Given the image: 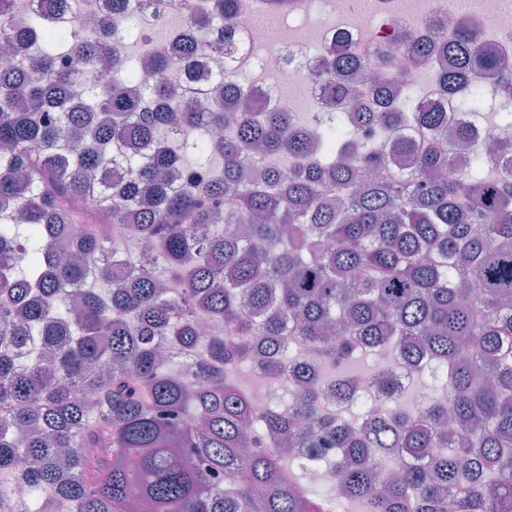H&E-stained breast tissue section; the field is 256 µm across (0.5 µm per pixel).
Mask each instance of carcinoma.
<instances>
[{
	"label": "carcinoma",
	"mask_w": 512,
	"mask_h": 512,
	"mask_svg": "<svg viewBox=\"0 0 512 512\" xmlns=\"http://www.w3.org/2000/svg\"><path fill=\"white\" fill-rule=\"evenodd\" d=\"M74 0H0L28 55H0V498L16 512H512V159L413 90L349 112L348 56L322 61L326 108L302 119L216 74L201 108L171 60L111 0L90 34ZM230 47L240 0H180ZM184 62L193 32L173 29ZM420 83L501 88L512 58L475 24L416 49ZM224 137H214V131ZM108 224L151 244L131 253ZM393 344L424 380L419 408L391 371L328 379ZM286 380L288 407L254 411L231 373ZM95 447L88 456L83 449Z\"/></svg>",
	"instance_id": "obj_1"
}]
</instances>
